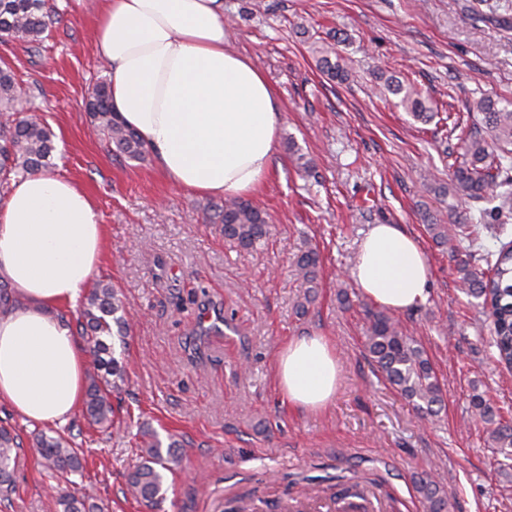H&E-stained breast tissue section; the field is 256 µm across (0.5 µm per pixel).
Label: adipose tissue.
I'll return each instance as SVG.
<instances>
[{
  "instance_id": "1",
  "label": "adipose tissue",
  "mask_w": 512,
  "mask_h": 512,
  "mask_svg": "<svg viewBox=\"0 0 512 512\" xmlns=\"http://www.w3.org/2000/svg\"><path fill=\"white\" fill-rule=\"evenodd\" d=\"M95 45L112 65V110L133 128L178 189L214 197L256 192L270 176L278 135L274 91L226 46L223 0H101ZM105 227L91 195L68 177L14 178L0 204V403L23 418L64 423L83 396L85 354L62 306L75 305L103 255ZM349 275L394 311L426 300L424 249L394 224L362 239ZM325 336L293 337L276 357L293 409L318 413L338 388Z\"/></svg>"
}]
</instances>
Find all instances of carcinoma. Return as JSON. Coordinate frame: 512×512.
Returning a JSON list of instances; mask_svg holds the SVG:
<instances>
[{"instance_id":"obj_1","label":"carcinoma","mask_w":512,"mask_h":512,"mask_svg":"<svg viewBox=\"0 0 512 512\" xmlns=\"http://www.w3.org/2000/svg\"><path fill=\"white\" fill-rule=\"evenodd\" d=\"M47 0H0V38L23 41L36 48L49 31ZM316 66L332 80L347 79L348 71L336 51L324 43L316 50ZM386 93L400 97L405 110L429 121L435 117L433 106L417 87L395 75L384 80ZM14 73L6 62L0 63V111L13 116L10 123L0 125V171L30 174L48 169L54 151L53 134L40 117L19 107ZM91 123L115 151L134 161L145 158L146 149L136 132L112 112L110 87L96 84L85 104ZM473 126L461 138V162L453 169L450 189L453 196L486 206L446 224H430L428 230L439 246L448 245V232H453L456 245L451 253L457 258L456 269L467 295L479 305L491 321L493 344L498 361L512 368V244H504L495 252H486L484 269H475L459 254L463 241L478 242L481 230L489 228L487 219L512 208V197L505 186L512 183V100L482 96L469 106ZM209 220L224 225V237L252 248L269 231L266 215L251 202L228 199L223 204L204 207ZM320 257L310 248L300 254L296 267L308 285L316 281ZM78 326L82 330L85 353L98 374L90 378L84 400L83 417L104 432L114 426L112 390L123 377L121 361L114 356L111 340H125L128 330L127 312L110 283H92L79 310ZM365 348L377 372L420 413H438L443 400L440 381L422 345L407 335L399 323L383 311L369 313ZM470 406L475 417L489 426L496 454L502 456L499 466L512 462V423L497 417L483 394L471 395ZM149 441L142 446V462L130 472L128 482L136 498L154 504L163 487V472H171L181 459L162 454L154 433L143 432ZM33 451L49 480L59 490L57 499L62 512H94L95 505L85 495L69 491L72 477L82 474L85 452L63 431L38 432ZM20 444L17 435L0 427V495L13 490L12 466ZM424 512H446L447 496L440 483L428 473L413 476Z\"/></svg>"}]
</instances>
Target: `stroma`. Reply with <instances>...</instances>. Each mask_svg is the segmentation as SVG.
<instances>
[{
  "instance_id": "stroma-1",
  "label": "stroma",
  "mask_w": 512,
  "mask_h": 512,
  "mask_svg": "<svg viewBox=\"0 0 512 512\" xmlns=\"http://www.w3.org/2000/svg\"><path fill=\"white\" fill-rule=\"evenodd\" d=\"M224 0L230 48L260 68L276 93L280 134L273 171L252 203L272 218L252 248L204 221L211 199L168 184L152 157L119 156L91 126L89 91L109 79L93 33L100 0H48L51 33L37 48L0 42L24 106L54 134L53 171L93 198L107 247L95 272L125 303L130 331L116 347L125 381L113 394L119 429L106 435L81 412L68 420L90 452L72 493L104 512H213L226 488L253 491L258 512L305 500L308 475L322 498L329 475L357 468L380 481L393 512H423L411 477L433 473L447 512H512V469L500 470L470 397L483 393L512 420V371L496 362L491 327L462 290L449 249L425 217L448 223L449 208L477 205L443 195L446 151L457 140L443 122H424L383 97L381 76L409 79L439 112L464 113L484 95L512 99V0ZM334 42L350 77L333 82L314 50ZM315 167L302 179L296 154ZM373 224H396L423 246L426 301L396 313L424 346L443 389L437 416L424 419L375 370L364 348L374 301L349 276ZM320 254L316 298L298 314L306 285L296 272L307 248ZM347 289L349 305L337 299ZM327 336L341 363L336 398L320 413L291 409L274 361L292 337ZM23 446L15 491L0 512H61L54 482L29 449L39 428L0 405V425ZM173 445L181 467L167 474L157 507L138 502L128 475L139 462L141 429Z\"/></svg>"
}]
</instances>
